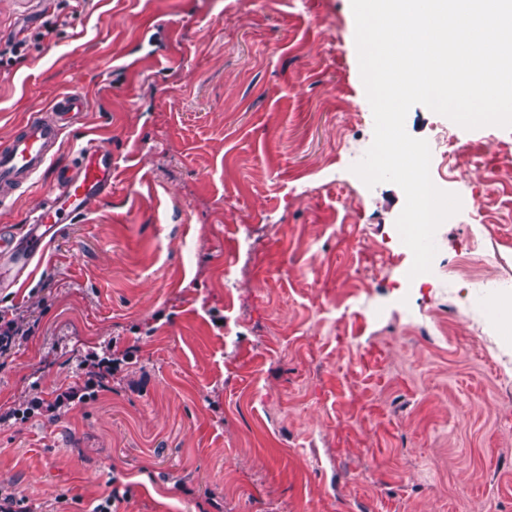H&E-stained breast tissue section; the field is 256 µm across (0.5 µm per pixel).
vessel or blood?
<instances>
[{
    "instance_id": "obj_1",
    "label": "vessel or blood",
    "mask_w": 512,
    "mask_h": 512,
    "mask_svg": "<svg viewBox=\"0 0 512 512\" xmlns=\"http://www.w3.org/2000/svg\"><path fill=\"white\" fill-rule=\"evenodd\" d=\"M87 95L70 92L44 112L29 114L0 142V205L20 189H28L53 161L66 128L84 117ZM112 191V153L90 141L74 163L59 170L51 192L29 219L22 236L0 231V288L28 274L33 259L63 225L86 216L92 202Z\"/></svg>"
}]
</instances>
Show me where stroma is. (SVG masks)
Listing matches in <instances>:
<instances>
[{
    "label": "stroma",
    "instance_id": "35a3bbf8",
    "mask_svg": "<svg viewBox=\"0 0 512 512\" xmlns=\"http://www.w3.org/2000/svg\"><path fill=\"white\" fill-rule=\"evenodd\" d=\"M54 12L0 0V51L30 40L0 62V140L83 92L57 159L96 140L112 193L0 290V313H31L0 358V491L20 512H92L115 487L112 512H512L493 363L512 338L470 286L512 282V128L409 110L460 155L432 161L463 206L422 287L394 242L403 191L352 171L374 118L351 0H89L50 30Z\"/></svg>",
    "mask_w": 512,
    "mask_h": 512
}]
</instances>
